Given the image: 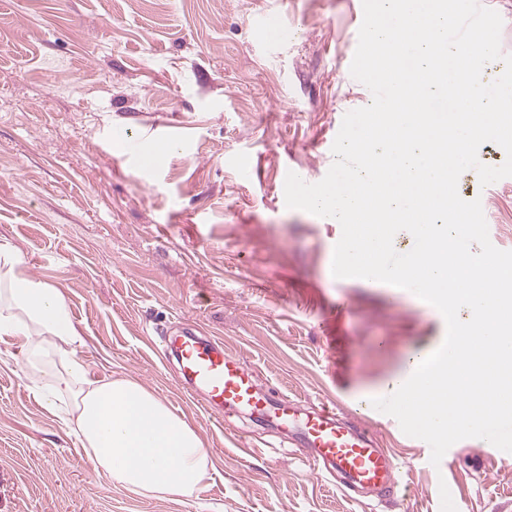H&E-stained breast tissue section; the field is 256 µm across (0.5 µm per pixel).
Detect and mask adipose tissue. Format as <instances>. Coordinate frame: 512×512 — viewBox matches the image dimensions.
Wrapping results in <instances>:
<instances>
[{
	"instance_id": "1",
	"label": "adipose tissue",
	"mask_w": 512,
	"mask_h": 512,
	"mask_svg": "<svg viewBox=\"0 0 512 512\" xmlns=\"http://www.w3.org/2000/svg\"><path fill=\"white\" fill-rule=\"evenodd\" d=\"M10 339L28 341L34 388L96 474L136 495L192 496L211 466L197 430L139 381L90 374L65 297L2 240L0 343Z\"/></svg>"
}]
</instances>
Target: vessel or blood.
Here are the masks:
<instances>
[{
	"label": "vessel or blood",
	"mask_w": 512,
	"mask_h": 512,
	"mask_svg": "<svg viewBox=\"0 0 512 512\" xmlns=\"http://www.w3.org/2000/svg\"><path fill=\"white\" fill-rule=\"evenodd\" d=\"M165 346L175 354L182 380L204 394L207 406L273 413L289 434L301 436L314 469L345 477L349 490H370L385 500L394 496L398 465L367 430L326 408L298 415L297 399L263 394L255 369L195 330L166 340Z\"/></svg>",
	"instance_id": "obj_1"
}]
</instances>
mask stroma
<instances>
[{"label": "stroma", "mask_w": 512, "mask_h": 512, "mask_svg": "<svg viewBox=\"0 0 512 512\" xmlns=\"http://www.w3.org/2000/svg\"><path fill=\"white\" fill-rule=\"evenodd\" d=\"M265 13L293 38L262 41ZM359 25L356 0H0V238L64 295L90 373L154 391L212 462L188 499L109 487L14 344L0 360V512H512V453L467 438L435 468L423 442L374 418L402 485L387 503L348 493L300 438L205 410L164 356L165 336L198 325L263 389L351 420L362 391L444 341L412 292L336 284L340 224L284 203V174L319 182L344 115L372 101L346 77ZM165 141L177 149L136 165ZM470 184L492 244L512 250V177Z\"/></svg>", "instance_id": "35a3bbf8"}]
</instances>
